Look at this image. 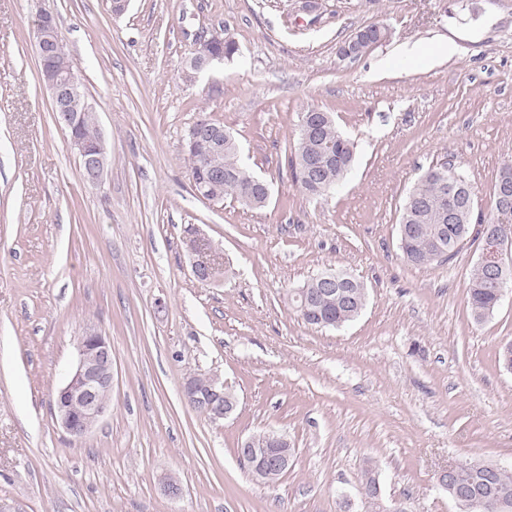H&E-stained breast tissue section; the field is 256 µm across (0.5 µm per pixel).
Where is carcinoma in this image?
I'll return each mask as SVG.
<instances>
[{"mask_svg": "<svg viewBox=\"0 0 512 512\" xmlns=\"http://www.w3.org/2000/svg\"><path fill=\"white\" fill-rule=\"evenodd\" d=\"M360 54L364 55L385 40L384 31L376 25L358 30ZM214 50L230 59L238 52L236 41L229 35L216 36ZM79 134L94 142L100 137L95 111L85 113ZM186 155L195 187L203 186L208 194L231 197L246 209H262L268 204L264 181L254 177L240 159V144L235 137L223 139V147L212 150L199 144H191L186 138ZM355 159V144L343 135L331 113L326 112L318 128L307 135L298 130L297 139L291 148L289 168L292 179L304 193L312 197L325 195L326 189L338 185L346 176ZM458 175V192L449 195V187L441 184V169ZM472 187L467 173L448 162L441 168L427 170L407 196L399 220V248L407 260L417 266L450 261L459 248L450 242L441 241L440 226L448 223V207L458 206L455 227L464 236L477 241L485 227L500 228L494 216L500 212L499 195H494V215L472 212L466 205V188ZM367 292L361 283L348 288L324 290L318 276L311 277L296 289L292 302L304 323L317 327L338 329L354 320L366 305ZM468 304L470 316L481 323L498 308L499 302L488 273L474 265L468 281ZM379 474L372 463H367L362 473L361 490L369 504H374L376 483ZM456 483L476 488L464 502L461 512H498L494 498L507 494L512 502V471L482 460L463 462L456 475Z\"/></svg>", "mask_w": 512, "mask_h": 512, "instance_id": "cac0c4a2", "label": "carcinoma"}]
</instances>
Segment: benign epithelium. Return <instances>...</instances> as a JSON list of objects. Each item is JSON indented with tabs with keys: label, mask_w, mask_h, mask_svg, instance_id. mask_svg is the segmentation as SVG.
Segmentation results:
<instances>
[{
	"label": "benign epithelium",
	"mask_w": 512,
	"mask_h": 512,
	"mask_svg": "<svg viewBox=\"0 0 512 512\" xmlns=\"http://www.w3.org/2000/svg\"><path fill=\"white\" fill-rule=\"evenodd\" d=\"M36 52L44 83L51 92L52 105L60 127L65 131L71 149L77 155L85 182L98 184L106 169L104 141L90 143L76 132L80 113L94 106L83 93L82 83L72 64H60L52 56L51 46L59 39L56 20L44 13L34 22ZM213 37L201 38L194 49L192 70L185 71L189 80L215 64L224 56L213 50ZM479 263L486 267L498 292H504L512 281V235L498 233L482 238ZM218 270L211 263L198 260L193 263V274L201 282L216 278ZM78 356L66 381L56 389L52 410L57 424L75 440H80L109 411L112 395V342L94 324L84 327L77 344ZM183 393L187 401L204 408L210 419L217 422L229 416L236 407L232 391L217 377L201 386L190 377ZM266 448H255L252 441L243 444L255 468L262 472H283L293 464V457L282 452L288 439L276 432L267 435Z\"/></svg>",
	"instance_id": "obj_1"
}]
</instances>
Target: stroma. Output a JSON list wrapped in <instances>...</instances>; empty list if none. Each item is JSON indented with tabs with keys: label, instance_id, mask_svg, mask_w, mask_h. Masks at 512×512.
Returning <instances> with one entry per match:
<instances>
[{
	"label": "stroma",
	"instance_id": "1",
	"mask_svg": "<svg viewBox=\"0 0 512 512\" xmlns=\"http://www.w3.org/2000/svg\"><path fill=\"white\" fill-rule=\"evenodd\" d=\"M317 3L130 0L116 16L108 0H0V512H456L441 470L470 459L512 470V373L498 364L512 291L474 323L478 243L428 266L399 248L403 204L429 168L454 162L478 209L494 208L512 159V0ZM43 12L95 106L108 155L97 185L82 180L41 78ZM370 24L389 39L342 58ZM226 29L238 54L185 83L196 37ZM311 107L356 144L321 199L287 164ZM204 115L268 183L265 208L196 196L184 139ZM197 259L218 266L215 281L194 278ZM327 269L368 291L339 330L305 324L289 301ZM89 322L112 341V402L74 441L52 397ZM197 373L232 390L230 418L185 401ZM262 431L295 450L272 485L237 454ZM369 461L382 486L372 509ZM169 476L180 499L163 491Z\"/></svg>",
	"mask_w": 512,
	"mask_h": 512
}]
</instances>
